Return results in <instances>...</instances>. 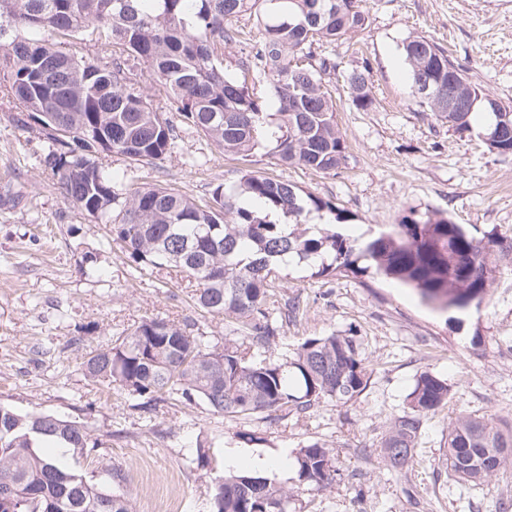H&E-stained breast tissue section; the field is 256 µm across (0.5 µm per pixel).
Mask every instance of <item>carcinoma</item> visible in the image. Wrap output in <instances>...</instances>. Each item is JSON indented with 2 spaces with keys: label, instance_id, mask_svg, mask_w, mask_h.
<instances>
[{
  "label": "carcinoma",
  "instance_id": "obj_1",
  "mask_svg": "<svg viewBox=\"0 0 512 512\" xmlns=\"http://www.w3.org/2000/svg\"><path fill=\"white\" fill-rule=\"evenodd\" d=\"M253 17L262 40L238 61L240 75L224 71V49L238 41L234 23ZM360 0H0V88L31 120L55 112L62 128L45 130L52 150L44 166L63 198L105 225L132 274L180 277L194 284L201 311L222 317L235 335L224 341L195 332L194 324L146 317L106 347L84 356L87 380L112 387L150 410L168 399L205 405L240 418H305L331 400L346 405L365 391L370 373L354 336H313L280 363L267 356L279 339L266 301L282 265L311 276L358 277L368 272L412 289L439 311L464 312L482 303L497 263L512 261V239L480 236L446 217L406 216L368 237L336 230L345 220L335 204L260 171H245L234 188L212 190L201 206L173 189L131 191L98 161L102 152L135 165L165 159L180 126L157 107L133 68L164 86L171 111L224 154L244 161L265 149L278 162L328 174L347 159L336 107L324 77L332 58L314 51L367 28ZM99 33L102 45H120L125 57L87 60L64 50L61 39ZM415 36L403 44L414 88L424 78L448 84L455 72L421 68ZM428 56L455 62L427 38ZM296 57L312 63L291 67ZM255 74L272 87L277 111H264L248 86ZM353 106L373 109L363 74L346 77ZM474 104L450 112L420 94L426 107L458 131H487L490 151L512 154V111L493 112L469 83ZM315 211L334 215L321 226ZM448 382L430 371L417 378L407 406L391 419L379 452L393 470L413 460L425 417L448 403ZM97 446L87 425L45 413H18L0 405V512H132L123 494L106 491L69 468L51 449L82 456ZM443 456L462 486H478L512 469V425L461 412L448 423ZM294 486L277 485L252 468L215 478L212 512H299L302 495L335 480L336 453L316 441L294 452Z\"/></svg>",
  "mask_w": 512,
  "mask_h": 512
}]
</instances>
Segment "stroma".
Here are the masks:
<instances>
[{
  "label": "stroma",
  "mask_w": 512,
  "mask_h": 512,
  "mask_svg": "<svg viewBox=\"0 0 512 512\" xmlns=\"http://www.w3.org/2000/svg\"><path fill=\"white\" fill-rule=\"evenodd\" d=\"M366 30L322 51L336 62L325 85L348 146L345 167L317 174L278 164L265 153L249 161L225 156L193 128L182 127L170 156L131 170L117 154H100L129 188H175L198 204L232 184L242 168L265 172L333 201L347 229L368 235L409 212L437 214L477 232L512 237V155L491 152L471 131H458L419 107L402 45L426 36L483 92L512 104V0H362ZM365 70L377 103L356 110L344 80ZM0 90V404L20 413L79 419L102 447L70 468L124 493L135 512H209L210 487L238 431L260 437L256 452L292 450L322 440L338 459L330 488L303 498L304 512H499L512 503V470L481 486L459 487L442 462L448 423L460 412L512 424V264H502L480 306L440 313L408 289L364 278L316 279L286 267L268 302L281 339L269 356L284 360L308 336L352 332L370 372L367 389L343 406L321 404L311 418L230 419L203 405L164 402L135 409L126 395L103 390L82 370L83 345H108L145 317L196 322L223 337V319L194 307L186 284L134 277L102 225L65 201L42 160L51 143ZM298 310L287 313L289 305ZM447 380L445 408L428 416L414 461L397 472L379 455L386 425L417 377ZM215 460L198 466L197 439Z\"/></svg>",
  "instance_id": "obj_1"
}]
</instances>
